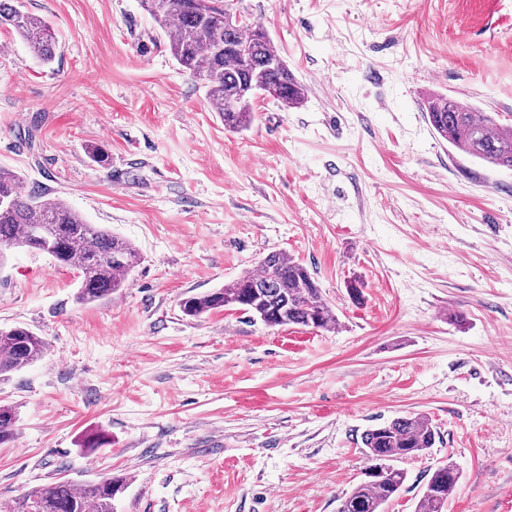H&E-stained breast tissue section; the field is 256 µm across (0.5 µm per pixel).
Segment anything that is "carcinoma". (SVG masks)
Returning <instances> with one entry per match:
<instances>
[{
	"label": "carcinoma",
	"mask_w": 512,
	"mask_h": 512,
	"mask_svg": "<svg viewBox=\"0 0 512 512\" xmlns=\"http://www.w3.org/2000/svg\"><path fill=\"white\" fill-rule=\"evenodd\" d=\"M168 37L171 54L189 73L206 82L207 95L224 121V129L244 130L254 121L260 95L288 108L305 99V87L281 57L262 25L228 24L234 10L224 0H140ZM0 27L9 29L44 64L55 59L57 41L47 23L22 10L19 0H0ZM249 49L248 57L239 52ZM435 133L456 150L494 168L512 170V125L492 112L457 103L443 95L426 101ZM20 177L0 167V246H28L34 229L45 231L38 250L55 263L77 271L81 303L112 297L128 286L140 262L130 241L99 224H90L62 200L38 192L24 195ZM183 315L199 318L225 308L259 318L269 327L301 325L331 330L337 320L317 281L306 266L281 251L265 255L256 269L202 294L179 302ZM44 339L32 331L0 328V376L17 372L42 359ZM17 412L0 405V445L15 439ZM437 430L422 414H406L369 427L361 434L368 469L377 473L345 494L338 512H384L401 491L406 472L396 463L424 454L436 443ZM460 480L457 467L438 465L425 484L415 512H444L448 496ZM122 489L117 479L80 486L67 479L44 484L19 498L13 512H113L112 501Z\"/></svg>",
	"instance_id": "1"
}]
</instances>
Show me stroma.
Returning a JSON list of instances; mask_svg holds the SVG:
<instances>
[{
  "label": "stroma",
  "instance_id": "35a3bbf8",
  "mask_svg": "<svg viewBox=\"0 0 512 512\" xmlns=\"http://www.w3.org/2000/svg\"><path fill=\"white\" fill-rule=\"evenodd\" d=\"M23 5L58 49L44 65L0 30V166L141 262L83 304L49 255H0V327L47 343L0 377L18 412L0 512L111 476L114 512H337L362 432L408 413L439 438L402 461L386 512H414L445 460L461 471L445 512H512V170L455 150L424 108L441 94L512 124V0H239L307 89L297 109L259 98L240 133L139 0ZM274 250L313 274L336 329L182 315ZM96 432L108 445L83 451Z\"/></svg>",
  "mask_w": 512,
  "mask_h": 512
}]
</instances>
